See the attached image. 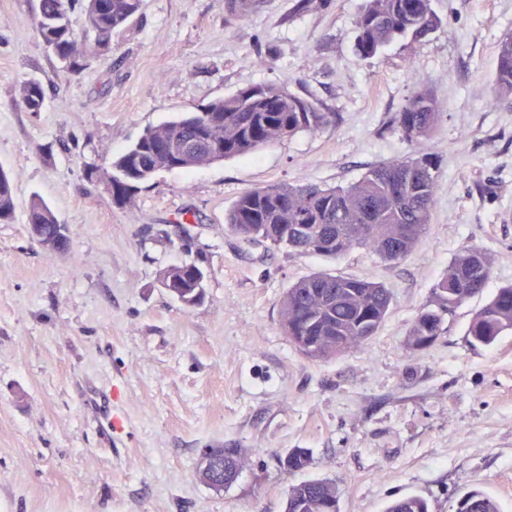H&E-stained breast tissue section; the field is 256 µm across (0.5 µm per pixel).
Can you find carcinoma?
Instances as JSON below:
<instances>
[{"label": "carcinoma", "instance_id": "1", "mask_svg": "<svg viewBox=\"0 0 512 512\" xmlns=\"http://www.w3.org/2000/svg\"><path fill=\"white\" fill-rule=\"evenodd\" d=\"M85 27L73 29L69 14L74 0H39L36 31L43 44L70 73H78L92 57L112 52V36L138 14L143 0H82ZM233 18L258 12L264 0H227ZM441 25L431 0H366L356 18L357 51L373 57L398 39L419 43ZM22 104L29 112L42 110L45 100L40 82L28 80L19 88ZM493 100L512 103V38L501 43L493 86ZM205 115L180 118L147 128L124 152L112 158L109 169L92 166L88 179L111 183L121 193L112 203L127 207L137 192H128L126 180L138 185L164 170L163 149L171 143H192L195 148L182 168L193 169L245 156L298 132H317L329 121L315 103L272 85H253L213 100L202 107ZM438 103L431 92L420 90L396 113L394 122L404 139L412 142L429 135L438 120ZM438 167L427 158H404L370 168L348 186L323 188L318 185L270 184L240 193L224 216L232 232L251 244L286 246L297 251L337 257L353 246H362L386 261H399L410 254L430 223ZM15 218L14 184L0 170V224ZM26 223L39 226L41 244L56 253L71 245L57 232L59 222L52 209L35 199ZM203 271L194 263L171 265L162 272V282L186 305L203 296L199 277ZM490 269L483 253L475 248L460 251L445 275L432 289V306L421 310L407 339L415 350L426 335L434 316L454 310L486 288ZM392 295L380 284L326 271L310 274L290 286L282 301L286 334L308 336L313 348H297L311 358L336 355V337L347 344L361 343L374 336L390 309ZM512 332V286L495 295L473 316L467 335L471 344L491 345ZM311 463L309 453L296 448L284 460L292 471ZM238 467L237 449L204 448L196 472L201 482L220 490L224 471ZM284 512H340L336 482L312 479L288 490ZM386 512H429L420 496L393 500ZM456 512H501L491 494L469 489L459 492Z\"/></svg>", "mask_w": 512, "mask_h": 512}]
</instances>
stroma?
I'll use <instances>...</instances> for the list:
<instances>
[{
    "instance_id": "35a3bbf8",
    "label": "stroma",
    "mask_w": 512,
    "mask_h": 512,
    "mask_svg": "<svg viewBox=\"0 0 512 512\" xmlns=\"http://www.w3.org/2000/svg\"><path fill=\"white\" fill-rule=\"evenodd\" d=\"M296 3L266 0L240 21L226 0H144L111 53L73 74L36 33L38 0H0V169L16 206L0 224V512H284L291 486L323 478L341 512H385L407 495L455 512L472 488L512 512V333L490 346L467 336L512 285V105L491 102L512 0H432L439 29L369 59L356 51L365 0ZM31 78L39 112L18 93ZM254 84L315 102L330 124L159 172L130 208L88 180L146 128ZM421 89L440 118L410 143L393 118ZM405 157L433 159L439 176L430 223L401 261L358 246L335 258L251 247L224 222L247 189L345 186ZM36 197L67 225L71 252L32 237ZM465 248L488 255L486 289L430 348L408 350ZM183 261L204 272L193 306L161 283ZM316 271L392 294L376 335L327 359L301 354L281 325L285 290ZM219 446L240 457L220 491L194 474ZM295 448L307 469L283 466ZM19 95L22 104L27 111L39 112L42 110L45 100L44 89L40 82L28 80L23 82L19 88Z\"/></svg>"
}]
</instances>
